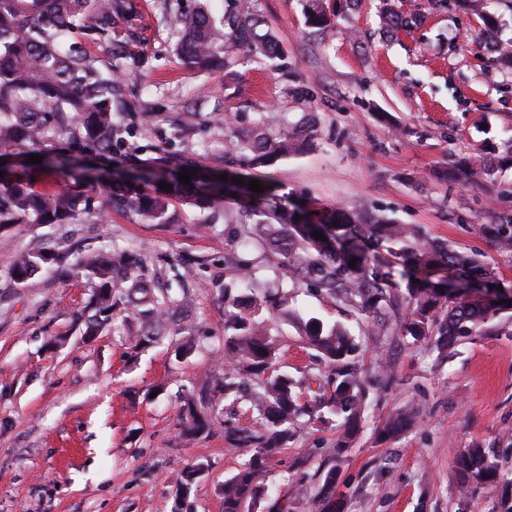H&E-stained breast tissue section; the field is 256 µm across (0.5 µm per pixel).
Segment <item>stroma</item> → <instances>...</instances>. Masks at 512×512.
Returning <instances> with one entry per match:
<instances>
[{
	"mask_svg": "<svg viewBox=\"0 0 512 512\" xmlns=\"http://www.w3.org/2000/svg\"><path fill=\"white\" fill-rule=\"evenodd\" d=\"M402 2L422 23L389 33L382 0H324L336 27L320 34L305 22V0H206L218 17L253 6L279 44L276 59L242 57L218 71L198 70L175 52V18L196 0H136L133 32L118 30L107 44L76 31L66 44L106 75L129 63V144L164 142L197 168H225L228 141L256 121L276 129L310 117L315 132L305 151L244 171L277 186L263 208L355 206L414 224L492 264L512 286V252L480 230L512 218V70L498 57L512 44V0H483L480 17L435 0ZM477 148L494 179L433 177ZM170 208L173 224L112 210L0 230V512H173L176 478L191 467L199 474L187 512H224V482L245 460L225 443L224 424L247 427L252 418L225 407L209 432L187 441L177 416L182 391L223 369L228 243L223 224L205 227L198 208L177 198ZM115 243L138 250L160 285L191 293L194 355L179 362L163 344L134 349L132 324L119 320L84 339V275L45 273L33 287L10 275L22 251L51 248L72 260ZM293 305L345 326L361 344L370 394L340 465L341 512H494L486 493L461 494L456 460L478 444L500 468L512 467V309L443 357L429 343L376 334L320 292L298 289ZM269 328L285 347L282 370L299 374L311 351L296 327L274 317ZM404 408L415 411L414 425L384 436L389 416ZM341 428L338 418L301 425L271 460L253 512L278 501L288 512H315Z\"/></svg>",
	"mask_w": 512,
	"mask_h": 512,
	"instance_id": "35a3bbf8",
	"label": "stroma"
}]
</instances>
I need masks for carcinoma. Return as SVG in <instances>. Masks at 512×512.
<instances>
[{
    "instance_id": "obj_1",
    "label": "carcinoma",
    "mask_w": 512,
    "mask_h": 512,
    "mask_svg": "<svg viewBox=\"0 0 512 512\" xmlns=\"http://www.w3.org/2000/svg\"><path fill=\"white\" fill-rule=\"evenodd\" d=\"M391 29H409L417 15L387 3L382 11ZM138 20L132 0H0V157L32 154L42 156L49 166L60 155L44 152L47 128L55 126L58 137L78 154L109 155L125 145L126 125L116 117L121 111L116 77L103 76L95 62L62 49L69 32L80 28L91 35L108 37L117 26L131 31ZM306 23L319 31L330 23L322 0H309ZM177 53L196 68L209 71L224 66L234 55L251 53L257 57H277L276 44L269 34L255 33L260 14L248 9L224 15L218 21L201 5L177 18ZM313 133L312 125L301 120L283 123L273 131L259 121L243 139L229 144L238 154L240 166L259 168L298 151ZM187 171V161L154 147V157L144 166L123 169L101 184L83 171L70 175L71 181L52 192H41L33 184L11 173L0 177V227L5 224H68L95 211L99 192L105 203L132 212L155 224L176 223L169 210L170 199L180 197L203 212L224 217V235L230 250L224 254L225 270L231 281L224 284V377L183 395L180 433L186 437L209 430L211 417L220 409L219 395L232 402L246 401L255 415L254 427H225L227 442L246 451L243 467L224 481V512H245L264 493L260 476L272 455L294 438L297 422L305 417L339 416L344 432L332 448L334 460L349 452L361 428L367 398L364 369L358 360L360 346L347 328L326 325L318 318L297 317L299 332L315 357L332 368L327 390L317 387L304 398L303 385L280 371L281 342L272 336L266 314H289L288 291L283 279L307 284L364 315L377 333L428 341L438 351L476 335L489 320L505 309L504 292L494 268L480 264L453 245L428 237L412 224H397L382 216H362L354 209L329 208L317 221L296 219L261 208V201L275 194L267 185L261 193L228 209L224 206V182L219 174L205 181L199 173L190 183L179 180ZM494 167L478 154L458 159L451 170L438 176H490ZM172 186L167 192L159 187ZM482 232L494 246L512 251V220L506 224H483ZM320 230L325 240L312 232ZM257 250L265 257L279 259L283 269L276 290L254 284L251 278ZM397 258L401 277L416 272L450 273L468 289L483 293L465 299L448 292V277L437 281L408 283L404 296L405 313L393 321L397 305L391 293L392 273L381 268L382 253ZM357 259L354 266L349 261ZM62 258L50 248L17 254L11 274L22 286L36 283L42 272L60 267ZM72 268L91 280L85 333L96 334L126 309L138 317L137 345L146 347L165 338L175 339V356L181 358L197 347L196 336L185 322H175L170 311L190 312L191 299L157 287L145 274L140 254L120 246L103 254L82 255ZM415 414L401 412L384 425L389 437L413 426ZM468 488L493 496L498 512H512V476L501 471L485 448L465 449L458 459ZM338 471L332 467L322 475L318 512L336 505Z\"/></svg>"
}]
</instances>
